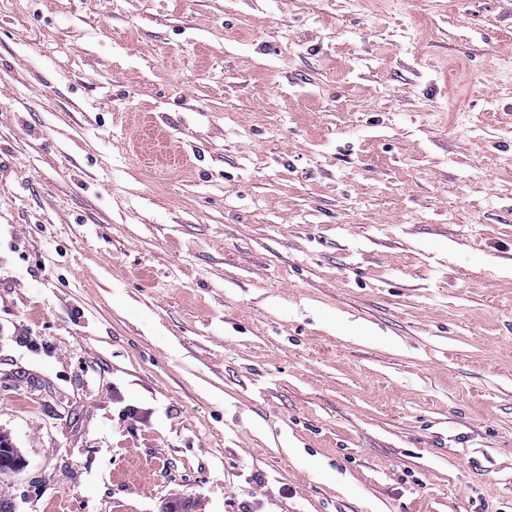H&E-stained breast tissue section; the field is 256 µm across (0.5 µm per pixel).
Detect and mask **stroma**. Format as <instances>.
I'll return each instance as SVG.
<instances>
[{"mask_svg": "<svg viewBox=\"0 0 512 512\" xmlns=\"http://www.w3.org/2000/svg\"><path fill=\"white\" fill-rule=\"evenodd\" d=\"M509 268L512 0H0L14 512H512Z\"/></svg>", "mask_w": 512, "mask_h": 512, "instance_id": "1", "label": "stroma"}]
</instances>
